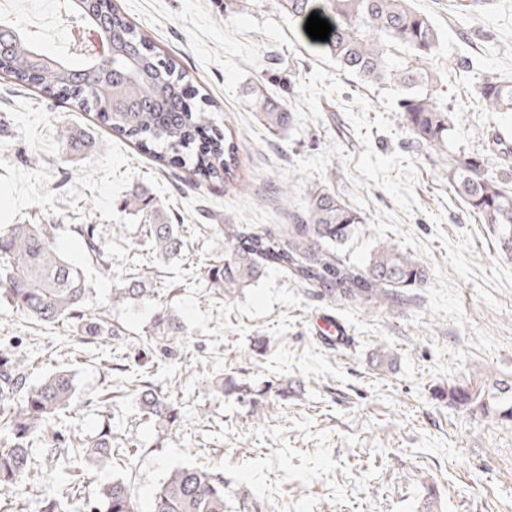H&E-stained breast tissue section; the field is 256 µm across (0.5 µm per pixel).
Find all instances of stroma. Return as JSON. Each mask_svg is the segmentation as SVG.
<instances>
[{
	"instance_id": "stroma-1",
	"label": "stroma",
	"mask_w": 512,
	"mask_h": 512,
	"mask_svg": "<svg viewBox=\"0 0 512 512\" xmlns=\"http://www.w3.org/2000/svg\"><path fill=\"white\" fill-rule=\"evenodd\" d=\"M113 2L215 101L217 124L235 134L239 183L158 166L93 115L0 78V224L56 225L58 250L86 270L88 316L113 329L43 327L0 302V343L27 359L29 384L62 368L74 376L57 431L86 441L107 422L131 451L81 469L79 512H93L116 478L138 512H152L156 488L182 466L223 475L231 512L246 500L259 512H512V423L448 403L453 383L512 384V255L455 197L447 155L406 131L393 90L341 74L277 0ZM413 5L442 33L440 69L452 57L478 63L437 86L454 148L512 174V112L482 111L477 93L486 74L512 78V0L467 16L454 0ZM257 80L293 109L279 134L248 100ZM72 128L97 147L66 155ZM135 185L165 204L187 248L156 266L150 299L116 305L74 227L94 225L113 264L136 272L133 257L152 248L140 216L121 208ZM322 187L363 219L347 261L364 264L389 242L424 263L426 280L372 307L320 298L278 269L231 298L210 286L204 274L226 248L218 225L292 223ZM161 312L178 318L180 336L156 338ZM323 317L344 324L345 343L320 341ZM219 379L250 386L251 400L219 392ZM142 381L177 401L176 429L142 416ZM36 451L42 480L1 492L0 512H38L44 496L65 497L60 460Z\"/></svg>"
}]
</instances>
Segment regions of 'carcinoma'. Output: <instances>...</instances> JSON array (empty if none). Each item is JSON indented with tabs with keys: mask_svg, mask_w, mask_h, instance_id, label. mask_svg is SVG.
Masks as SVG:
<instances>
[{
	"mask_svg": "<svg viewBox=\"0 0 512 512\" xmlns=\"http://www.w3.org/2000/svg\"><path fill=\"white\" fill-rule=\"evenodd\" d=\"M288 19L306 20L311 13L328 21L329 39L319 42L340 70L370 86L392 88L408 131L417 140L448 151V180L454 193L481 223L496 229L505 254H512V191L488 174L478 159L448 146L454 129L448 106L437 101L438 81L432 63L439 55L441 33L411 0H277ZM100 24L112 38V57L98 66L87 57L81 68L40 52L35 36L9 21L0 20V69L16 83L33 85L42 94L93 112L112 132L151 154L161 166L175 157L183 167L206 181L235 180L236 145L229 129H220L189 75L126 21L117 7L103 14ZM112 88V95L100 87ZM249 93L263 125L273 134L288 127L292 111L266 96L262 82ZM487 112H512V81L488 74L478 88ZM93 146L84 132H69L63 151L78 154ZM125 207L141 215L151 238L155 259L174 260L186 241L180 225L172 223L162 204L139 186L128 192ZM362 218L339 195L327 188L308 194L304 214L293 224L243 228L217 225L231 243L224 260L210 266L208 280L229 296L261 279L270 267L288 272L298 283L319 288L330 300L379 305L427 278L426 268L394 244H382L370 254L364 268L355 267L341 250L355 237ZM86 256L112 270L107 250L91 224H78ZM54 224L0 225V300L24 317L51 326L77 321L88 336L110 331L107 322L85 316L88 295L83 267L66 260L56 248ZM145 276L117 274L112 281L114 303L142 300L152 292ZM158 335H180L182 326L172 315L159 318ZM26 364L11 348L0 345V402L9 407L0 424V489L11 488L24 477L36 476L41 461L34 450L51 424L65 415L75 393L73 375L61 370L41 383L26 386ZM144 416L174 425L177 403L147 382L137 389ZM448 403L476 407L485 414L512 421V386L491 388L468 383L448 387ZM62 458L61 479L68 483L82 461L104 464L131 449L112 442L105 425L93 440L80 447L56 435L50 444ZM80 498L69 487L66 500L45 497L39 512H74ZM94 512H137L129 485L114 479L100 492ZM152 512H229L224 477L200 468L175 469L154 494Z\"/></svg>",
	"mask_w": 512,
	"mask_h": 512,
	"instance_id": "1",
	"label": "carcinoma"
}]
</instances>
